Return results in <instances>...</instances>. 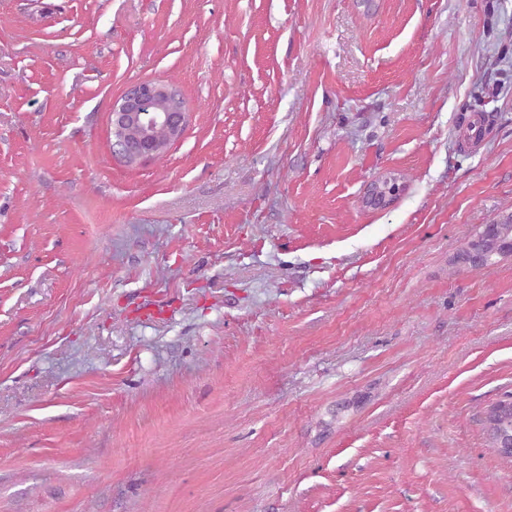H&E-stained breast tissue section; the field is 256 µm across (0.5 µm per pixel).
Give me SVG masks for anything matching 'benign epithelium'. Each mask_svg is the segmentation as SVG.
I'll return each instance as SVG.
<instances>
[{"label":"benign epithelium","instance_id":"1","mask_svg":"<svg viewBox=\"0 0 512 512\" xmlns=\"http://www.w3.org/2000/svg\"><path fill=\"white\" fill-rule=\"evenodd\" d=\"M177 88L161 81H130L112 103V153L139 166L161 156L181 140L189 112L175 101ZM458 266L480 269V253L468 243L459 253Z\"/></svg>","mask_w":512,"mask_h":512}]
</instances>
